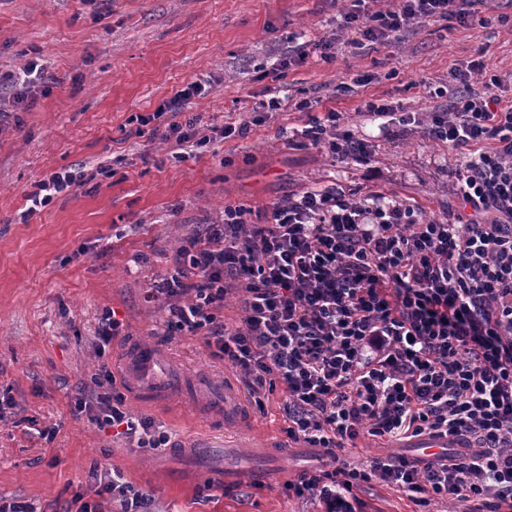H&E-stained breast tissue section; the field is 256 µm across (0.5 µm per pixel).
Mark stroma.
Returning a JSON list of instances; mask_svg holds the SVG:
<instances>
[{
    "mask_svg": "<svg viewBox=\"0 0 512 512\" xmlns=\"http://www.w3.org/2000/svg\"><path fill=\"white\" fill-rule=\"evenodd\" d=\"M343 0H0V499L55 512L74 493L97 500L92 470L114 466L152 493L158 512H317L285 484L321 467L319 449L288 439L282 391L255 404L242 377L212 359L201 337L162 334L163 301L149 300L174 252L199 224L240 205L260 219L274 204L335 187L357 199L414 206L446 219L458 206L461 158L422 123L450 109L452 68L487 48L512 96V0H485L481 19L411 22L388 43L353 44ZM324 37L337 57L310 54L279 73L288 52ZM36 60L50 80L29 111L13 107L11 75ZM195 80L211 87L163 123L193 118L200 134L232 124L213 148L174 149L143 120ZM276 95L277 112L259 100ZM379 99L412 116L383 123L362 111ZM309 109L298 110L300 101ZM367 149L346 160L293 140L325 112ZM77 183L27 214V196L54 172ZM122 330L97 351L101 314ZM132 339L158 346L178 384L164 407H127L167 431L148 454L78 413L100 365L120 373ZM235 392L228 414L210 396ZM233 481H225V473ZM361 512H448L372 484Z\"/></svg>",
    "mask_w": 512,
    "mask_h": 512,
    "instance_id": "1",
    "label": "stroma"
}]
</instances>
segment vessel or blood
I'll use <instances>...</instances> for the list:
<instances>
[{"label": "vessel or blood", "instance_id": "obj_1", "mask_svg": "<svg viewBox=\"0 0 512 512\" xmlns=\"http://www.w3.org/2000/svg\"><path fill=\"white\" fill-rule=\"evenodd\" d=\"M166 355L150 345L132 341L121 355L127 387L141 399L160 401L171 391L173 382L164 369Z\"/></svg>", "mask_w": 512, "mask_h": 512}]
</instances>
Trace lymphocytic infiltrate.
Returning <instances> with one entry per match:
<instances>
[{
	"mask_svg": "<svg viewBox=\"0 0 512 512\" xmlns=\"http://www.w3.org/2000/svg\"><path fill=\"white\" fill-rule=\"evenodd\" d=\"M479 2L398 0L363 19L346 13L345 25L378 43L414 20L475 21ZM451 76L462 95L423 128L463 158L447 220L333 187L288 197L261 224L228 207L221 223L189 234L156 290L166 332L201 337L213 359L241 371L251 399L282 389L289 439L328 458L288 488L321 512H356L373 482L421 504L512 512V101L486 49ZM339 120L335 111L311 118L297 136L343 160L363 153ZM233 292L237 326L218 316ZM78 410L141 451L170 445L127 408L108 367ZM364 432L390 443L440 433L462 446L425 465L397 456L358 468L343 452ZM96 481L115 512H155L154 497L120 470Z\"/></svg>",
	"mask_w": 512,
	"mask_h": 512,
	"instance_id": "1",
	"label": "lymphocytic infiltrate"
}]
</instances>
